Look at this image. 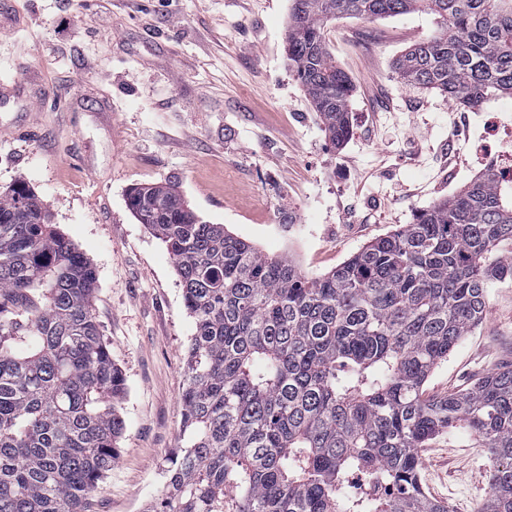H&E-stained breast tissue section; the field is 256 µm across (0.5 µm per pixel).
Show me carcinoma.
Listing matches in <instances>:
<instances>
[{"label":"carcinoma","instance_id":"cac0c4a2","mask_svg":"<svg viewBox=\"0 0 512 512\" xmlns=\"http://www.w3.org/2000/svg\"><path fill=\"white\" fill-rule=\"evenodd\" d=\"M419 11L446 31L410 44L395 79L465 109L512 96V0H293L288 60L333 143L354 86L328 24ZM127 206L165 243L193 320L181 445L147 512H448L421 486V450L457 428L495 460L482 512H512V366L424 391L481 320L489 281L512 279V261L487 264L512 242V185L487 169L315 277L169 187H133ZM96 283L27 183L0 193V512H85L112 470L126 384Z\"/></svg>","mask_w":512,"mask_h":512}]
</instances>
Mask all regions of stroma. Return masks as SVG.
Masks as SVG:
<instances>
[{
	"instance_id": "35a3bbf8",
	"label": "stroma",
	"mask_w": 512,
	"mask_h": 512,
	"mask_svg": "<svg viewBox=\"0 0 512 512\" xmlns=\"http://www.w3.org/2000/svg\"><path fill=\"white\" fill-rule=\"evenodd\" d=\"M291 0H0V192L25 181L97 273L93 313L126 379L119 456L86 512H143L178 445L193 321L165 245L131 213L140 184L181 194L312 276L335 268L485 165L471 140L512 97L459 109L398 82L392 62L442 33L416 12L343 16L326 38L351 77V133L334 146L288 63ZM512 365V280L431 374L428 395ZM448 512H482L493 461L464 430L422 451Z\"/></svg>"
}]
</instances>
